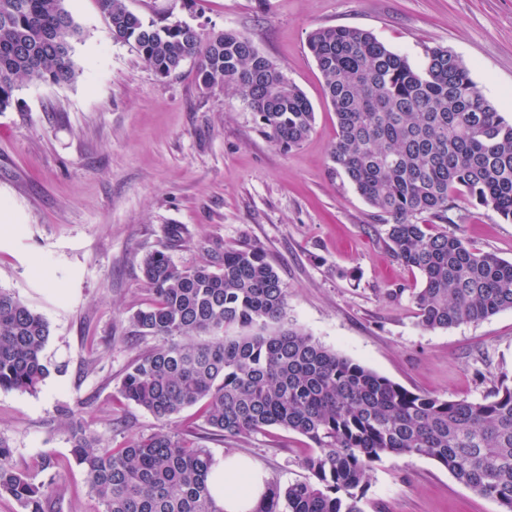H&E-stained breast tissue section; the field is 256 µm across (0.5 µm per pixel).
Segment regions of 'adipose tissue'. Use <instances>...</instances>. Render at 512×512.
I'll use <instances>...</instances> for the list:
<instances>
[{
  "label": "adipose tissue",
  "instance_id": "1",
  "mask_svg": "<svg viewBox=\"0 0 512 512\" xmlns=\"http://www.w3.org/2000/svg\"><path fill=\"white\" fill-rule=\"evenodd\" d=\"M266 482L262 470L238 455L215 458L209 476L211 493L224 512H255Z\"/></svg>",
  "mask_w": 512,
  "mask_h": 512
}]
</instances>
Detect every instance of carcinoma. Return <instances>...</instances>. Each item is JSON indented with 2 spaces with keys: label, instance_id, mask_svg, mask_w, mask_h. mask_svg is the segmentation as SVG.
I'll use <instances>...</instances> for the list:
<instances>
[{
  "label": "carcinoma",
  "instance_id": "obj_1",
  "mask_svg": "<svg viewBox=\"0 0 512 512\" xmlns=\"http://www.w3.org/2000/svg\"><path fill=\"white\" fill-rule=\"evenodd\" d=\"M98 5L112 40L133 45L157 75L194 58L202 85L239 95L275 144L292 149L311 134V102L248 38L146 21L126 0ZM79 33L63 0H0V112L22 80L72 79L70 41ZM307 45L336 115L331 170L386 224L396 260L420 274L413 298L421 324L448 329L512 310V262L425 223H456L461 194L512 223V120L444 47L425 48L419 69L356 27L317 28ZM142 273L153 300L132 322L156 345L128 368L121 397L161 423L196 407L213 436L276 427L311 442L307 476L268 483L256 512H364L369 472L387 455L430 459L512 512L507 375L481 402L404 388L286 325L288 288L254 246H226L191 266L157 251L143 258ZM231 327L244 333L224 335ZM49 336L42 313L0 289V389L37 390L50 374ZM67 415L73 460L101 512H224L209 490L214 456L205 445L160 428L112 448L75 411ZM49 488L19 470L0 442L1 497L22 512H45Z\"/></svg>",
  "mask_w": 512,
  "mask_h": 512
}]
</instances>
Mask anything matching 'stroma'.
Here are the masks:
<instances>
[{
  "label": "stroma",
  "mask_w": 512,
  "mask_h": 512,
  "mask_svg": "<svg viewBox=\"0 0 512 512\" xmlns=\"http://www.w3.org/2000/svg\"><path fill=\"white\" fill-rule=\"evenodd\" d=\"M147 19L166 17L209 35L233 31L280 65L311 101L315 124L285 149L259 131L239 97L204 87L195 59L169 77L113 41L97 0H65L81 30L76 76L22 81L0 112V289L50 324L45 353L57 371L35 392L0 389V441L35 482L51 481V512H99L70 454L66 410L112 446L158 421L119 393L127 368L153 346L133 314L147 306L140 261L166 252L190 266L227 246L261 248L288 288L287 321L324 346L408 390L477 402L512 378V311L448 329L423 327L412 300L421 280L385 243V224L329 169L336 116L307 38L319 27H358L421 64L440 45L469 68L477 89L512 120V0H127ZM461 232L512 261V224L461 202ZM179 228L171 238V228ZM167 430L213 455L257 462L270 480L302 478L309 446L271 428L240 438L207 435L197 409ZM57 475L40 470L43 455ZM365 512H498L434 461L386 456Z\"/></svg>",
  "instance_id": "35a3bbf8"
}]
</instances>
